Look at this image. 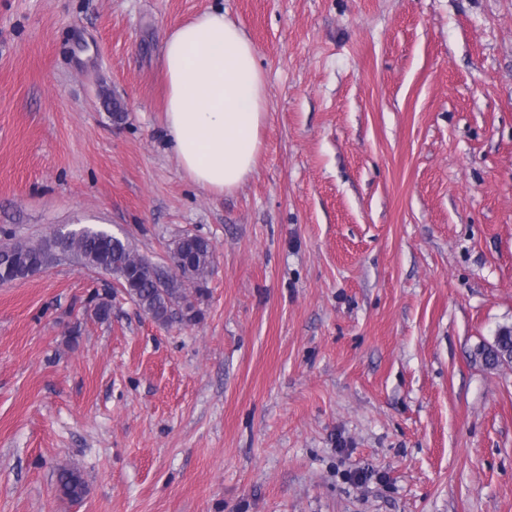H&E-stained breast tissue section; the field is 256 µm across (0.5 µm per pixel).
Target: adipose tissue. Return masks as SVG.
<instances>
[{
  "label": "adipose tissue",
  "instance_id": "1",
  "mask_svg": "<svg viewBox=\"0 0 512 512\" xmlns=\"http://www.w3.org/2000/svg\"><path fill=\"white\" fill-rule=\"evenodd\" d=\"M165 130L186 175L224 194L253 173L267 119L256 48L223 9L173 27L164 37Z\"/></svg>",
  "mask_w": 512,
  "mask_h": 512
}]
</instances>
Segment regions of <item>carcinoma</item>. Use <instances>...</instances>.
<instances>
[{"mask_svg":"<svg viewBox=\"0 0 512 512\" xmlns=\"http://www.w3.org/2000/svg\"><path fill=\"white\" fill-rule=\"evenodd\" d=\"M58 254L75 256L88 268L112 274L139 309L163 326L176 318L187 324L201 318L198 300L205 296L204 282L214 262L213 247L202 236L187 234L175 241L170 269L139 254L129 239L93 227L57 245L14 242L0 247V283L20 276L30 257L41 255L51 261ZM496 341V350L483 346L476 352L489 369L512 363V326L500 327ZM56 483L59 495L72 503L82 501L88 492L82 474L73 468H58Z\"/></svg>","mask_w":512,"mask_h":512,"instance_id":"cac0c4a2","label":"carcinoma"}]
</instances>
